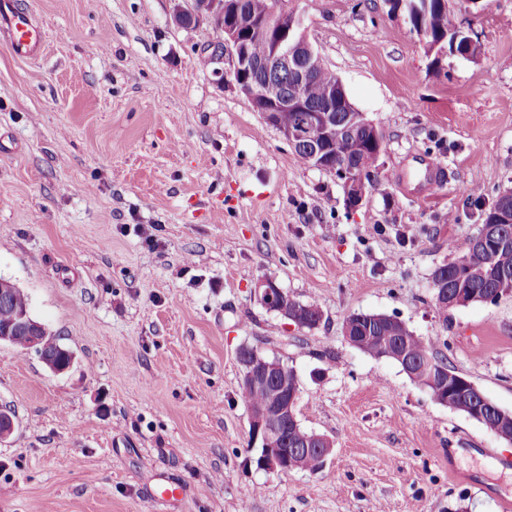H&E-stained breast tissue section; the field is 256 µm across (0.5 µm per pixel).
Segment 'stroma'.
Here are the masks:
<instances>
[{
    "instance_id": "1",
    "label": "stroma",
    "mask_w": 512,
    "mask_h": 512,
    "mask_svg": "<svg viewBox=\"0 0 512 512\" xmlns=\"http://www.w3.org/2000/svg\"><path fill=\"white\" fill-rule=\"evenodd\" d=\"M18 2L49 41L24 60L0 32V278L75 360L0 345V512H512V446L343 336L397 317L512 412V299L443 316L431 284L512 191V0H449L471 59L428 52L388 0H288L386 135L356 211L202 63L216 31L174 0ZM423 156L446 178L404 194ZM265 278L319 327L264 307ZM244 345L295 370L322 470L250 464ZM162 477L180 501L149 500Z\"/></svg>"
}]
</instances>
